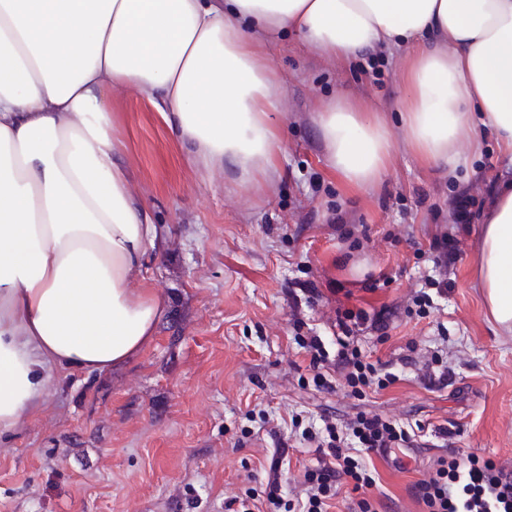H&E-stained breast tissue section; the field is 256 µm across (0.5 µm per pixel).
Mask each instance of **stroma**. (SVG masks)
Here are the masks:
<instances>
[{
  "label": "stroma",
  "instance_id": "1",
  "mask_svg": "<svg viewBox=\"0 0 512 512\" xmlns=\"http://www.w3.org/2000/svg\"><path fill=\"white\" fill-rule=\"evenodd\" d=\"M264 52L282 85L271 117L278 148L247 185L192 163L149 92L113 91L118 159L156 219L149 269L165 309L131 361L58 374L38 418L0 438V512H225L274 467L294 501L315 450L297 440L275 447L258 430L294 416L315 426L373 411L423 427V446L368 459L377 512H424L412 489L448 449L512 468V331L493 320L479 286L487 198L512 177V155L478 124L461 145L466 166L448 174L425 162L399 115L407 50L341 63L291 32ZM334 98L389 130L376 183L350 185L330 161L319 117ZM462 185L474 203L458 224ZM340 222L355 227L358 250L341 240ZM444 230L458 242L455 274L431 308L408 307L436 274L430 244ZM346 309L388 310L387 329L359 342L398 374L388 389L357 396L340 379L330 392L314 387L303 339L333 347ZM443 348L448 384L426 388L417 367Z\"/></svg>",
  "mask_w": 512,
  "mask_h": 512
}]
</instances>
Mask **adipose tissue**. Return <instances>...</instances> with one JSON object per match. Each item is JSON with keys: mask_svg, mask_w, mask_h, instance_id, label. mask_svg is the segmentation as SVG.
Wrapping results in <instances>:
<instances>
[{"mask_svg": "<svg viewBox=\"0 0 512 512\" xmlns=\"http://www.w3.org/2000/svg\"><path fill=\"white\" fill-rule=\"evenodd\" d=\"M292 30L336 59L408 47L402 121L427 163L456 171L476 122L512 150V0H0V436L39 415L55 373L128 361L163 310L113 90L151 92L197 163L249 181L276 147L261 39ZM320 127L348 183L383 175L385 126L338 98ZM481 253L486 306L512 330L510 180Z\"/></svg>", "mask_w": 512, "mask_h": 512, "instance_id": "1", "label": "adipose tissue"}]
</instances>
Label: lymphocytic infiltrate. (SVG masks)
<instances>
[{
    "mask_svg": "<svg viewBox=\"0 0 512 512\" xmlns=\"http://www.w3.org/2000/svg\"><path fill=\"white\" fill-rule=\"evenodd\" d=\"M365 312L345 311L338 319L341 330L336 339L335 352H328L320 337H310L306 349L310 363L316 373V387L328 390L332 387V376L343 378L352 392L376 387L384 390L394 385L396 374L384 371L382 364L366 361L354 329L367 322ZM303 437L317 451L316 465L308 470L305 478L308 487L301 512H331L333 501L342 482H352L353 495L349 497L345 512H372L367 491L375 484L359 463L358 454L391 455L396 448H415L418 433L409 431L398 423L374 413H358L345 427H338L335 418L324 416L322 425L316 430L304 431ZM435 476L418 482L413 491L426 507L427 512H455L448 499V485L459 476H466L464 488L470 499L468 512H485L483 493L491 477H498L512 489V472L496 470L493 462L483 465L461 464L458 459L439 457Z\"/></svg>",
    "mask_w": 512,
    "mask_h": 512,
    "instance_id": "1",
    "label": "lymphocytic infiltrate"
}]
</instances>
